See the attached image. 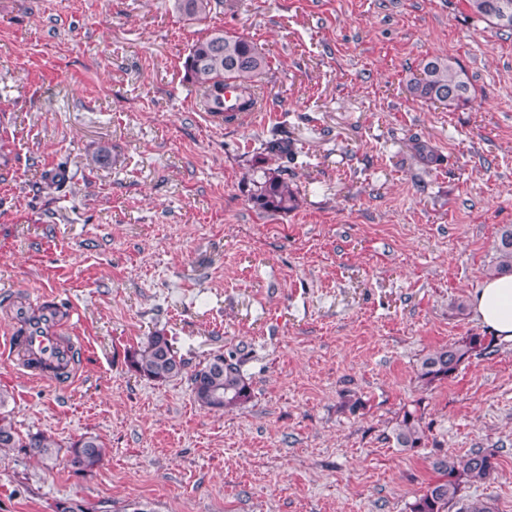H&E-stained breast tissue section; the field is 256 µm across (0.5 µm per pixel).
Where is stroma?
I'll return each mask as SVG.
<instances>
[{
	"label": "stroma",
	"instance_id": "35a3bbf8",
	"mask_svg": "<svg viewBox=\"0 0 512 512\" xmlns=\"http://www.w3.org/2000/svg\"><path fill=\"white\" fill-rule=\"evenodd\" d=\"M212 28L272 61L249 121L184 78ZM434 56L467 70L466 105L406 91ZM267 166L294 210L253 207ZM506 224L512 35L464 0H224L200 23L169 0H0V304L76 309L62 333L86 348L68 387L0 359V392L20 434L106 449L86 477L0 451V512H409L439 459L475 448L498 473L463 497L512 512V343L417 375L487 335L471 301ZM155 332L191 369L238 359L249 400L212 412L188 376L131 371ZM407 410L426 428L412 450L392 437ZM491 347L485 336L470 334L427 354L420 361L418 378L425 384L448 379L473 357L481 356Z\"/></svg>",
	"mask_w": 512,
	"mask_h": 512
}]
</instances>
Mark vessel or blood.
I'll return each mask as SVG.
<instances>
[{"label": "vessel or blood", "instance_id": "vessel-or-blood-1", "mask_svg": "<svg viewBox=\"0 0 512 512\" xmlns=\"http://www.w3.org/2000/svg\"><path fill=\"white\" fill-rule=\"evenodd\" d=\"M5 311L12 325L7 348L14 360L36 378L62 386L70 383L77 367L60 328L73 322L75 310L42 296L10 300Z\"/></svg>", "mask_w": 512, "mask_h": 512}]
</instances>
